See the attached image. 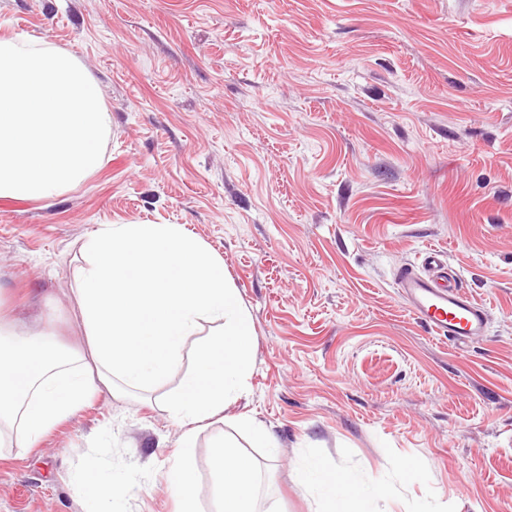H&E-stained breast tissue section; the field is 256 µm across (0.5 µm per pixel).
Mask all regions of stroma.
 <instances>
[{"label": "stroma", "instance_id": "obj_1", "mask_svg": "<svg viewBox=\"0 0 512 512\" xmlns=\"http://www.w3.org/2000/svg\"><path fill=\"white\" fill-rule=\"evenodd\" d=\"M68 50L101 89L102 168L0 199V313L84 333L82 246L109 224H182L247 312L243 396L193 450L219 512L222 442L257 467V512H318L299 458L384 483L376 512H512V0H0V38ZM445 252L489 311L452 343L395 283ZM153 390L98 395L26 456L0 447V512H175L181 428ZM278 442L268 454L237 424ZM126 493L127 485L122 480L108 477L93 489L91 507L87 512H112V503L123 498Z\"/></svg>", "mask_w": 512, "mask_h": 512}]
</instances>
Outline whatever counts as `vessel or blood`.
Instances as JSON below:
<instances>
[{
	"label": "vessel or blood",
	"instance_id": "obj_1",
	"mask_svg": "<svg viewBox=\"0 0 512 512\" xmlns=\"http://www.w3.org/2000/svg\"><path fill=\"white\" fill-rule=\"evenodd\" d=\"M395 281L410 312L430 333L455 343L486 335L485 306L464 289L442 251L427 249L421 270L401 269Z\"/></svg>",
	"mask_w": 512,
	"mask_h": 512
}]
</instances>
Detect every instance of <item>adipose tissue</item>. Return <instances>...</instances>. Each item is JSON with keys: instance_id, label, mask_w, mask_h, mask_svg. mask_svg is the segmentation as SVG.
Returning <instances> with one entry per match:
<instances>
[{"instance_id": "1", "label": "adipose tissue", "mask_w": 512, "mask_h": 512, "mask_svg": "<svg viewBox=\"0 0 512 512\" xmlns=\"http://www.w3.org/2000/svg\"><path fill=\"white\" fill-rule=\"evenodd\" d=\"M82 250L77 303L86 345L61 351L49 325L0 316V446L31 448L48 430L116 384L147 388L177 371L198 337L195 369L168 405L181 426L169 488L178 512H198L192 489L197 434L239 400L253 362V331L224 283L216 256L180 224H115ZM218 322L203 334V321ZM223 512H253V464L217 448Z\"/></svg>"}]
</instances>
